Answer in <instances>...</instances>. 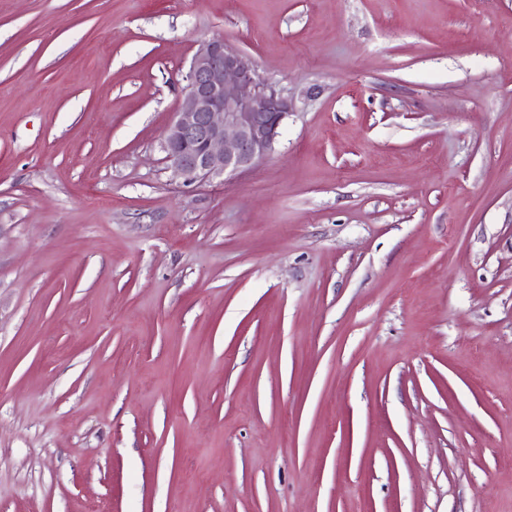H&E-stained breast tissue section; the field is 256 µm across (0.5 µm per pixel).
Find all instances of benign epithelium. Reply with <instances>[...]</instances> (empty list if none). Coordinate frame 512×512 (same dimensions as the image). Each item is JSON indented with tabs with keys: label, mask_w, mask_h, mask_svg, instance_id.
Wrapping results in <instances>:
<instances>
[{
	"label": "benign epithelium",
	"mask_w": 512,
	"mask_h": 512,
	"mask_svg": "<svg viewBox=\"0 0 512 512\" xmlns=\"http://www.w3.org/2000/svg\"><path fill=\"white\" fill-rule=\"evenodd\" d=\"M162 148L186 180L243 172L270 155L294 102L260 76L255 61L222 39L199 45Z\"/></svg>",
	"instance_id": "1"
}]
</instances>
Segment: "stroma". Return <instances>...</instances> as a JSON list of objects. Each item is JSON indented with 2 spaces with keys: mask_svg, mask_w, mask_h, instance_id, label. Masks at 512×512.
I'll use <instances>...</instances> for the list:
<instances>
[{
  "mask_svg": "<svg viewBox=\"0 0 512 512\" xmlns=\"http://www.w3.org/2000/svg\"><path fill=\"white\" fill-rule=\"evenodd\" d=\"M0 512H512V0H0ZM162 148L186 180L243 172L270 155L294 102L260 76L248 54L212 39L195 51Z\"/></svg>",
  "mask_w": 512,
  "mask_h": 512,
  "instance_id": "35a3bbf8",
  "label": "stroma"
}]
</instances>
